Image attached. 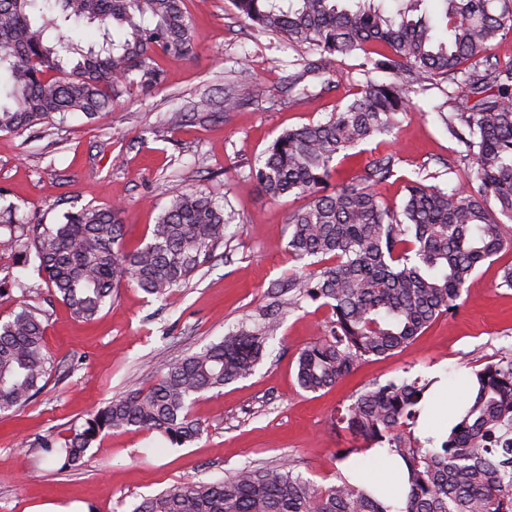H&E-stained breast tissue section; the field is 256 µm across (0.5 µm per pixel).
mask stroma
I'll return each mask as SVG.
<instances>
[{"mask_svg":"<svg viewBox=\"0 0 512 512\" xmlns=\"http://www.w3.org/2000/svg\"><path fill=\"white\" fill-rule=\"evenodd\" d=\"M197 53L160 57L166 81L151 93L122 94L109 117L91 123L79 113L62 125L0 132V207L15 204L33 224H56L81 207L121 205L124 245L145 243L173 191L193 187L225 201L231 219L214 258L179 290L157 298L120 288L111 307L91 321L77 319L49 292L35 268L0 254V279L22 288L0 295V321L19 302L41 309L47 352L56 360L42 392L15 414L0 416V512H133L143 498L174 485L212 482L244 466L294 464L317 484L335 482L338 453L356 439L334 425L365 384L440 378L445 408L468 367L512 358V289L500 270L512 249L486 261L467 284L455 314L437 320L401 351L360 363L329 391L310 393L296 382L301 348L323 332L328 308L305 303L283 309L255 373L199 394L192 414L204 426L191 444L130 427L104 435L83 463L66 469L38 448V437L68 439L74 427L112 398L148 388L158 372L269 313L274 285L298 263L289 253L286 217L304 198L272 201L247 180L253 162L283 130L329 117L365 80L358 58L345 59L337 89L309 79L308 95L281 104L280 82L302 69L304 48L261 34L241 22L232 0H188ZM252 73L266 99L242 97L231 112H202L207 96L220 101L225 84ZM443 86L413 95L387 148L402 175L421 174L444 189L458 184L447 161L457 144L436 108Z\"/></svg>","mask_w":512,"mask_h":512,"instance_id":"obj_1","label":"stroma"}]
</instances>
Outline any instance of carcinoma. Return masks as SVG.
<instances>
[{
    "instance_id": "1",
    "label": "carcinoma",
    "mask_w": 512,
    "mask_h": 512,
    "mask_svg": "<svg viewBox=\"0 0 512 512\" xmlns=\"http://www.w3.org/2000/svg\"><path fill=\"white\" fill-rule=\"evenodd\" d=\"M233 0L240 17L265 33L307 48L304 73L320 78L359 56L393 77L367 84L330 116L281 133L250 167L248 180L267 197L302 196L288 214V250L303 262L288 273V307L311 301L331 310L324 334L300 349L297 384L331 389L357 365L405 348L436 320L454 314L467 283L487 260L512 248V63L492 49L512 31V0H440L447 37L420 14L423 0ZM97 24L99 50H83L66 27ZM197 53L187 0H0V132L63 123L80 112L90 122L112 110L134 86L164 83L158 56ZM431 81L454 85L437 112L472 161L467 181L448 191L408 179L399 206L377 188L397 176L400 158L370 150L355 177L335 182L350 150L392 135L408 93ZM122 208L84 206L59 224H32L0 236V251L32 253L38 273L78 318L91 321L133 285L160 297L187 284L224 241V203L185 189L158 215L149 240L122 246ZM280 326L271 314L252 328L172 365L150 387L90 414L60 445L40 447L75 468L104 433L129 427L159 432L183 446L203 426L191 415L197 395L253 374L267 339ZM41 310L21 304L0 323V414L26 405L47 384ZM476 393L437 447L414 433L429 383L365 385L336 427L363 441L339 453L345 461L375 446L409 472L405 500L373 493L338 477L317 486L283 463L245 466L222 480L168 488L133 512H512V359L472 370Z\"/></svg>"
}]
</instances>
